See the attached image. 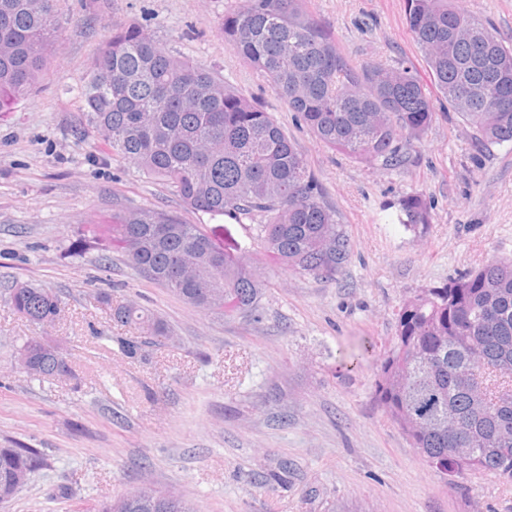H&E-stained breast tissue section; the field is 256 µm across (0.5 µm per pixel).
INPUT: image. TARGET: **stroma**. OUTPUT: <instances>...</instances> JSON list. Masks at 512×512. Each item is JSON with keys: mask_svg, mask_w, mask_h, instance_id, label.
Masks as SVG:
<instances>
[{"mask_svg": "<svg viewBox=\"0 0 512 512\" xmlns=\"http://www.w3.org/2000/svg\"><path fill=\"white\" fill-rule=\"evenodd\" d=\"M305 3L353 65L401 63L431 86L406 0ZM239 4L55 0L46 62L0 112V448L15 440L45 459L5 512H93L143 476L199 512H512V484L436 476L375 396L402 304L512 258V145L480 148L436 93L413 165L384 170L332 151L225 44L224 15ZM460 5L512 46V0ZM129 24L273 113L350 238L340 274L317 279L275 265L256 224L188 209L133 161L103 153L96 132L75 135L91 63ZM410 194L430 205V224L415 231L399 221ZM123 208L177 214L242 253L263 282L256 308L220 316L191 306L104 235L75 251ZM18 283L61 296L58 320L19 315L10 302ZM103 293L160 316L172 336L145 357L124 356L115 339L135 329L111 320ZM29 341L57 345L72 377L39 380L21 369L16 356Z\"/></svg>", "mask_w": 512, "mask_h": 512, "instance_id": "obj_1", "label": "stroma"}]
</instances>
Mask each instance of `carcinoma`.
I'll return each mask as SVG.
<instances>
[{
	"instance_id": "1",
	"label": "carcinoma",
	"mask_w": 512,
	"mask_h": 512,
	"mask_svg": "<svg viewBox=\"0 0 512 512\" xmlns=\"http://www.w3.org/2000/svg\"><path fill=\"white\" fill-rule=\"evenodd\" d=\"M54 0H0V112L33 85L54 32ZM406 24L448 107L481 146L512 145V47L458 0H407ZM224 40L262 71L288 109L331 149L396 169L412 162L435 112L404 67H357L304 0H242L224 15ZM85 125L101 149L137 163L190 208L248 220L270 258L300 275L331 278L347 265L351 242L323 201L307 162L272 113L210 72L166 53L136 25L112 31L82 89ZM403 224L429 223L421 194L402 200ZM167 234L158 238L154 227ZM132 267L195 307L220 316L252 309L262 283L245 258L196 247L199 225L157 209L121 211L108 227ZM15 311L40 324L63 301L39 288L12 290ZM145 343L169 325L138 306L113 309ZM24 369L37 377L72 373L67 355L29 341ZM376 393L435 474L454 470L450 448H471L467 467L512 482V259L425 290L397 313ZM44 463L38 448H0V478L26 485ZM143 484L101 502L97 512H198L190 502Z\"/></svg>"
}]
</instances>
